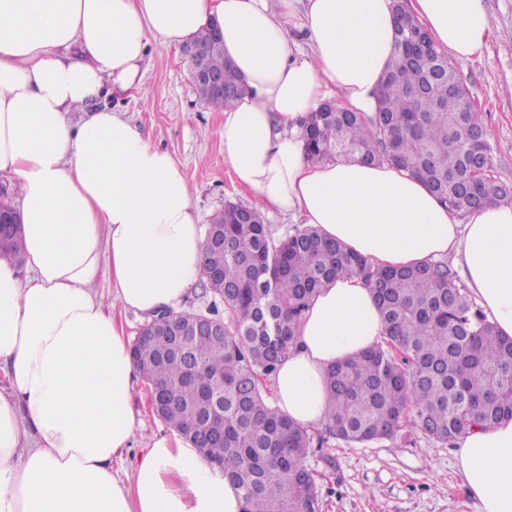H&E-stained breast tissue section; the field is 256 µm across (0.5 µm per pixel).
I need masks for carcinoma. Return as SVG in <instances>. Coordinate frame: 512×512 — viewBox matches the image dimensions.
I'll list each match as a JSON object with an SVG mask.
<instances>
[{
    "label": "carcinoma",
    "instance_id": "cac0c4a2",
    "mask_svg": "<svg viewBox=\"0 0 512 512\" xmlns=\"http://www.w3.org/2000/svg\"><path fill=\"white\" fill-rule=\"evenodd\" d=\"M206 41L210 62L224 70L226 94L202 93L216 109L244 93L222 41ZM425 65L407 61L401 35L383 80L372 126L357 112H314L303 125L312 162H388L423 181L464 215L458 186L471 156L492 162L491 133L459 70L435 87L437 106L418 111L407 89ZM480 133L474 142L467 132ZM481 205L507 201L494 175L481 185ZM241 205L224 206V222L204 235L200 284L218 299L201 311L174 314L168 343L138 336L131 354L159 395L153 413L213 462L240 493L242 512H321L317 476L305 460L327 438L346 443L391 439L413 425L440 442L474 426L512 419V339L501 336L446 259L377 268L313 228L277 237L270 225L238 223ZM15 224L0 225V247L18 257ZM371 286L385 335L380 343L332 366L325 375L327 423L311 432L281 414L263 381L297 339L300 319L321 289L340 275ZM224 306L219 312L218 305ZM204 316L224 322V335L195 333Z\"/></svg>",
    "mask_w": 512,
    "mask_h": 512
}]
</instances>
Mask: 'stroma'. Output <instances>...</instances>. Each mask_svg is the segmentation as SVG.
Here are the masks:
<instances>
[{
  "label": "stroma",
  "instance_id": "obj_1",
  "mask_svg": "<svg viewBox=\"0 0 512 512\" xmlns=\"http://www.w3.org/2000/svg\"><path fill=\"white\" fill-rule=\"evenodd\" d=\"M492 34L481 58L458 62L470 97L492 134L497 179L512 184V0H486ZM100 106L121 113L185 171L201 224L234 202L255 211L256 194L240 188L224 159V115L202 100L181 46L151 41L139 90L105 96ZM456 443L418 428L391 440L313 447L306 464L319 474L322 512H478L464 484Z\"/></svg>",
  "mask_w": 512,
  "mask_h": 512
}]
</instances>
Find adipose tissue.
<instances>
[{
    "mask_svg": "<svg viewBox=\"0 0 512 512\" xmlns=\"http://www.w3.org/2000/svg\"><path fill=\"white\" fill-rule=\"evenodd\" d=\"M456 60L481 57L484 0H411ZM301 12L302 52L288 34ZM248 93L224 110V157L265 208L313 226L378 267H459L512 338V205L459 215L389 163L313 162L302 127L326 100L373 120L392 56L391 0H0V181L19 194L27 276L0 257V512H241L221 468L177 431L141 424L124 311L177 309L199 281L203 235L176 160L104 92L137 89L150 39L182 44L211 23ZM78 121H71V114ZM368 282L342 275L305 312L273 377L280 411L316 430L324 376L383 336ZM480 512H512V420L460 437Z\"/></svg>",
    "mask_w": 512,
    "mask_h": 512,
    "instance_id": "ef3b65f1",
    "label": "adipose tissue"
}]
</instances>
